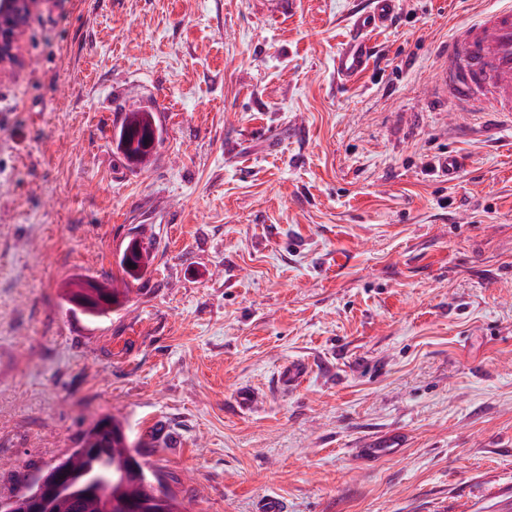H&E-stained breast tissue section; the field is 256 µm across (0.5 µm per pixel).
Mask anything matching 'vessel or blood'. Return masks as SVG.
Masks as SVG:
<instances>
[{"label":"vessel or blood","instance_id":"1","mask_svg":"<svg viewBox=\"0 0 512 512\" xmlns=\"http://www.w3.org/2000/svg\"><path fill=\"white\" fill-rule=\"evenodd\" d=\"M395 0H371L355 13L352 35L336 52L334 70L340 81L364 73L370 63V32L388 23ZM458 111L487 110L512 118V0L487 10L456 28L437 73Z\"/></svg>","mask_w":512,"mask_h":512}]
</instances>
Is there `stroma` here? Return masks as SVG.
Listing matches in <instances>:
<instances>
[{"instance_id": "35a3bbf8", "label": "stroma", "mask_w": 512, "mask_h": 512, "mask_svg": "<svg viewBox=\"0 0 512 512\" xmlns=\"http://www.w3.org/2000/svg\"><path fill=\"white\" fill-rule=\"evenodd\" d=\"M500 2L396 0L343 83L369 0H41L0 78V495L109 414L183 512H512V124L435 87ZM76 277L128 300L90 322ZM371 8L353 15L352 36L336 52L334 70L344 82L364 73L370 63L371 47L367 40L370 32L388 23L395 7V0H370ZM153 129L154 144L148 148H141L140 143L132 150L127 149V145L131 141L133 132H138L146 129ZM160 134L155 124L153 112H144L143 110H136L125 112L124 119L119 128L118 133V146L123 152L126 159L135 166L142 165L144 161L152 154L155 144L159 141Z\"/></svg>"}]
</instances>
